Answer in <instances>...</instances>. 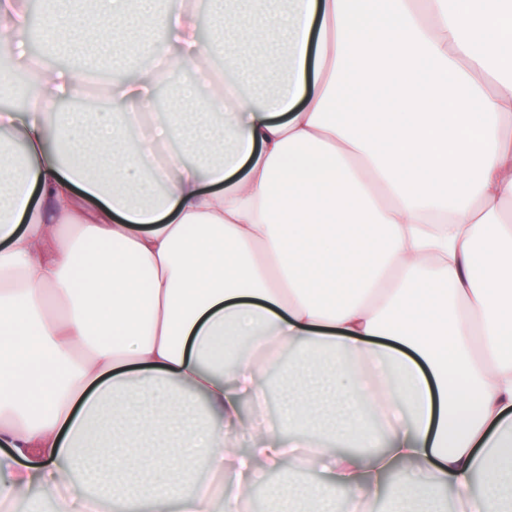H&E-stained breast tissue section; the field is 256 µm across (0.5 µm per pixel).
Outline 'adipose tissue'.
Listing matches in <instances>:
<instances>
[{
	"label": "adipose tissue",
	"instance_id": "1",
	"mask_svg": "<svg viewBox=\"0 0 512 512\" xmlns=\"http://www.w3.org/2000/svg\"><path fill=\"white\" fill-rule=\"evenodd\" d=\"M157 2L43 0L86 63L0 111V512L36 486L51 512H242L267 470L276 512H367L388 478L392 512L422 487L506 512L512 0ZM31 24L0 0L13 59ZM96 62L119 118L61 109ZM176 70L198 82L157 110ZM310 446L329 481L293 484Z\"/></svg>",
	"mask_w": 512,
	"mask_h": 512
}]
</instances>
